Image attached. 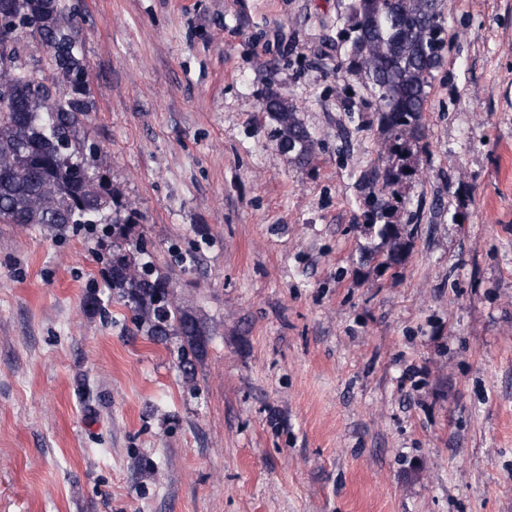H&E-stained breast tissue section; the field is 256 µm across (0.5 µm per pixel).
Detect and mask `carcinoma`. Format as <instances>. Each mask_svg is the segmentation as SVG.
<instances>
[{"mask_svg": "<svg viewBox=\"0 0 512 512\" xmlns=\"http://www.w3.org/2000/svg\"><path fill=\"white\" fill-rule=\"evenodd\" d=\"M355 33L348 70L375 97L383 166L359 175L364 227L380 238L382 264H402L411 242L395 221L402 202L395 187L415 175L412 158L426 139L425 106L433 71L445 44L442 0H351L348 18ZM78 13L70 0H0V223L40 224L63 232L106 224L102 248H112L108 274L112 289L134 312L138 328L153 340L182 338L179 363L192 377L205 353L207 329L200 318L178 309L170 281L128 248L106 243L121 222L112 217V190L104 174L102 149L91 142L89 72L76 36ZM37 37L51 77H39L22 62L25 40ZM275 124L278 150L308 165L315 138L297 117V106L275 93L263 103Z\"/></svg>", "mask_w": 512, "mask_h": 512, "instance_id": "cac0c4a2", "label": "carcinoma"}]
</instances>
